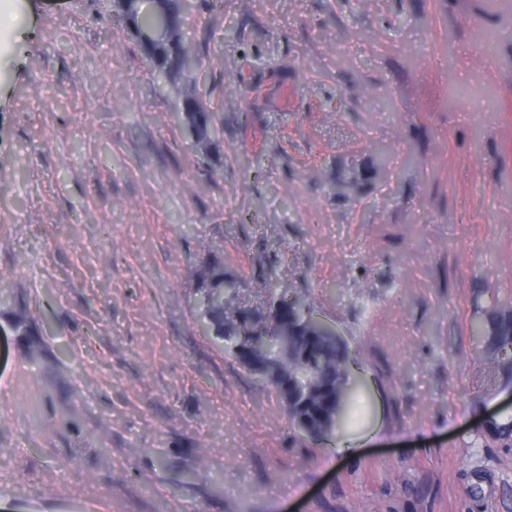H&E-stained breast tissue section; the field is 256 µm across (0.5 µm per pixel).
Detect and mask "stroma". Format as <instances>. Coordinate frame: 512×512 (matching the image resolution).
Here are the masks:
<instances>
[{
	"instance_id": "1",
	"label": "stroma",
	"mask_w": 512,
	"mask_h": 512,
	"mask_svg": "<svg viewBox=\"0 0 512 512\" xmlns=\"http://www.w3.org/2000/svg\"><path fill=\"white\" fill-rule=\"evenodd\" d=\"M0 16V512H512L478 340L512 309V7L188 0L204 153L110 0ZM209 264L335 325L344 452L202 332Z\"/></svg>"
}]
</instances>
